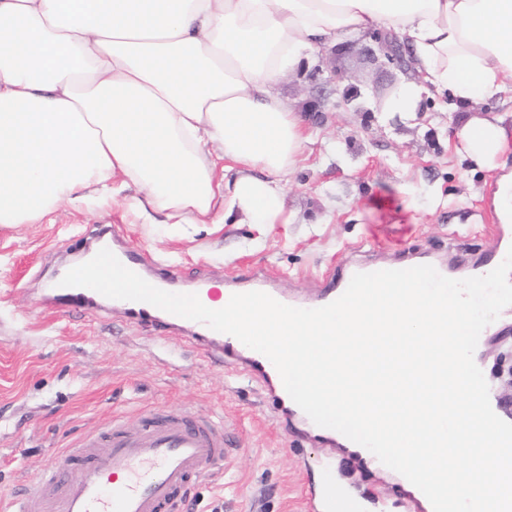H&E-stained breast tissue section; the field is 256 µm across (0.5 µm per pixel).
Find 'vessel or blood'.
<instances>
[{"mask_svg": "<svg viewBox=\"0 0 512 512\" xmlns=\"http://www.w3.org/2000/svg\"><path fill=\"white\" fill-rule=\"evenodd\" d=\"M191 327L201 349L243 357L271 401L284 405V389L267 357L204 323ZM224 445L222 425L183 411L147 412L134 430L117 420L52 458L30 494L13 498V512H31L32 499L54 483L62 493L53 512H175L188 487L223 463Z\"/></svg>", "mask_w": 512, "mask_h": 512, "instance_id": "1", "label": "vessel or blood"}]
</instances>
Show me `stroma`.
<instances>
[{
  "label": "stroma",
  "mask_w": 512,
  "mask_h": 512,
  "mask_svg": "<svg viewBox=\"0 0 512 512\" xmlns=\"http://www.w3.org/2000/svg\"><path fill=\"white\" fill-rule=\"evenodd\" d=\"M328 78L317 91L313 73ZM412 73L363 32L312 53L279 87L311 134L285 186L288 224H143L132 190L92 208L55 206L33 224H0V508L27 488L48 458L113 417L135 425L153 410H187L223 424L222 467L192 485L181 512H309L330 486L345 488L336 512H417L393 473H379L343 446L281 414L243 368L201 355L188 333L133 321L123 309L58 306L51 288L110 227L159 262L172 283L196 288L267 274L290 301L321 299L324 275L410 259L457 270L498 254L490 226L493 181L454 153L459 113L445 94L417 112L390 103ZM489 395L512 410V308L481 333Z\"/></svg>",
  "instance_id": "1"
}]
</instances>
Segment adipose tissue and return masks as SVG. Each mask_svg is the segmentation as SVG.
I'll list each match as a JSON object with an SVG mask.
<instances>
[{
    "label": "adipose tissue",
    "mask_w": 512,
    "mask_h": 512,
    "mask_svg": "<svg viewBox=\"0 0 512 512\" xmlns=\"http://www.w3.org/2000/svg\"><path fill=\"white\" fill-rule=\"evenodd\" d=\"M402 34L415 112L448 91L456 153L495 173L512 221V0H0V224L135 187L146 224H286L287 176L310 138L276 91L353 31Z\"/></svg>",
    "instance_id": "ef3b65f1"
}]
</instances>
